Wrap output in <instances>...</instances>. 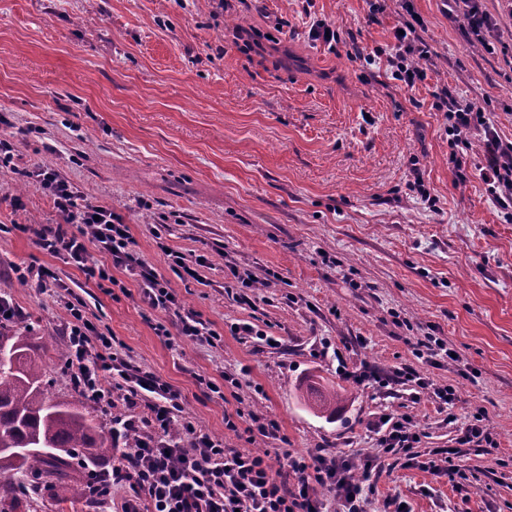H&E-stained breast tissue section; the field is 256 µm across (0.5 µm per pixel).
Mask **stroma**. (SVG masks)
Here are the masks:
<instances>
[{
    "mask_svg": "<svg viewBox=\"0 0 512 512\" xmlns=\"http://www.w3.org/2000/svg\"><path fill=\"white\" fill-rule=\"evenodd\" d=\"M482 4L499 19L491 53L468 50L444 0H386L374 14L366 0H248L221 15L213 0H0V130L17 165L58 169L112 208L139 257L221 341L179 336L175 317L142 303L124 272L100 285L43 252L20 227L59 217L39 184L7 168L0 265L53 268L117 351L167 381L184 415L229 448L266 449L275 461L323 448L357 460L377 452L372 425L397 413L423 432L426 453L484 410L495 442L462 446L461 485L389 458L366 512H387L391 500L408 512H512V223L479 175V134L462 154L468 179L456 181L434 107L445 90L477 100L512 143V13L504 0ZM410 10L434 64L412 90L385 58L352 59L391 42ZM313 15L335 23L336 51L309 37ZM238 18L264 33L278 18L287 33L245 52L233 38ZM162 241L202 259L200 280L171 271ZM237 271L256 287H235ZM0 295L25 313L15 331L60 340L66 311L53 296L5 275ZM235 323L281 344L233 334ZM428 336L456 361L419 358ZM323 338L334 352L315 356ZM342 359L414 368L458 399L447 412L407 385H355L339 375ZM320 377L349 394L331 418L300 397ZM252 411L277 420L283 440L249 432Z\"/></svg>",
    "mask_w": 512,
    "mask_h": 512,
    "instance_id": "stroma-1",
    "label": "stroma"
}]
</instances>
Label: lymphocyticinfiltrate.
<instances>
[{
  "instance_id": "f902f5d3",
  "label": "lymphocytic infiltrate",
  "mask_w": 512,
  "mask_h": 512,
  "mask_svg": "<svg viewBox=\"0 0 512 512\" xmlns=\"http://www.w3.org/2000/svg\"><path fill=\"white\" fill-rule=\"evenodd\" d=\"M480 0H448L449 18H463L468 42L486 45L487 35L497 20L479 5ZM418 16L403 19L389 49L375 48L366 54V63L386 55L395 80L415 88L428 77L431 49L419 34ZM434 107L443 113L451 148L448 161L458 181L468 175L457 155L467 147V136L481 137L480 177L494 204L512 222V144L503 142L493 121L476 101L446 92ZM20 178L35 181L50 196L60 216L57 224H40L32 233L36 244L47 254L64 259L85 270L88 278L111 280L112 268L136 277L140 299L151 309L173 314L181 336L195 342L211 343L218 335L193 309L182 305L164 278L147 269L131 249L128 225L111 208L84 199L58 170L35 167L18 169ZM74 232H67V225ZM107 253L111 266L88 263V248ZM64 290L66 318L62 334L67 348L64 372L74 389L85 399L103 408L112 405L113 392H120L128 406L149 400L150 415L139 419L129 415L112 418V438L125 444L110 471L91 474L90 501L97 512H111L112 493L123 490L121 512H325L321 491L333 493L340 512H365L364 484L379 467V456H402L406 466L440 475L449 482L464 479L459 448L472 442H492L483 413H476L461 430L455 443L445 448L446 464L422 457L417 448L422 433L404 414H385L373 424L379 456L364 457L362 463L322 450L305 455H288L286 468H274L269 452L225 447L223 440L203 432L190 417L182 415L181 395L152 373L142 371L124 359L113 346L111 336L98 331L85 303ZM343 378L363 386L388 388L409 381L416 392H428L439 406L454 403L453 386L438 387L416 370L407 368L386 374L373 366L339 363Z\"/></svg>"
}]
</instances>
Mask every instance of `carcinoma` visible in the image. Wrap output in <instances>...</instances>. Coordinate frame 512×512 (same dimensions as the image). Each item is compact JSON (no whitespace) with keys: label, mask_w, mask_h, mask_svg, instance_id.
<instances>
[{"label":"carcinoma","mask_w":512,"mask_h":512,"mask_svg":"<svg viewBox=\"0 0 512 512\" xmlns=\"http://www.w3.org/2000/svg\"><path fill=\"white\" fill-rule=\"evenodd\" d=\"M0 340L20 343L15 358L0 366V512H30L43 491L62 483L71 503L85 501L90 488L72 472L73 460L85 468L112 455V430L52 392L39 364L41 353L50 351L43 337L12 336L9 325L0 324ZM342 392H315L317 410L335 415Z\"/></svg>","instance_id":"obj_1"}]
</instances>
